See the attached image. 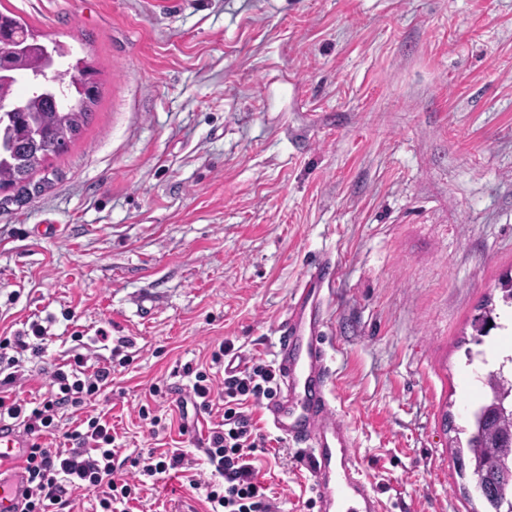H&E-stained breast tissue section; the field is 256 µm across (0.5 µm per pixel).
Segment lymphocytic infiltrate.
Masks as SVG:
<instances>
[{
  "label": "lymphocytic infiltrate",
  "mask_w": 512,
  "mask_h": 512,
  "mask_svg": "<svg viewBox=\"0 0 512 512\" xmlns=\"http://www.w3.org/2000/svg\"><path fill=\"white\" fill-rule=\"evenodd\" d=\"M28 348L21 336L0 340V418L19 422L31 440L21 512H67L70 497L78 490L98 493L102 512H121L145 480H159L188 465L183 449L160 454L151 449L130 459L131 478L119 477L116 437L98 416L67 430L64 447H45L42 435L59 410L86 408L111 385L112 365L107 362L90 372L83 356L74 355L67 368L52 372L50 395L32 407L3 392L20 365L19 353ZM275 377L272 366L260 363L224 378V418L199 444L202 461L211 472L201 485L210 512H269L270 498L257 481L254 466V452L263 447L264 438L252 427L243 407L253 398L272 399L277 392Z\"/></svg>",
  "instance_id": "f902f5d3"
}]
</instances>
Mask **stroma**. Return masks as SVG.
Masks as SVG:
<instances>
[{
  "label": "stroma",
  "instance_id": "obj_1",
  "mask_svg": "<svg viewBox=\"0 0 512 512\" xmlns=\"http://www.w3.org/2000/svg\"><path fill=\"white\" fill-rule=\"evenodd\" d=\"M99 70L80 139L0 192V336L46 327L10 387L51 390L125 341L90 407L119 453L193 448L184 364L215 386L231 340L275 363L277 326L334 263L324 328L335 408L388 512H486L454 439L477 397L471 322L512 276V0H0ZM150 314H142V300ZM165 429L152 433L139 408ZM273 512H314L303 456L248 402ZM134 512H207L183 472Z\"/></svg>",
  "mask_w": 512,
  "mask_h": 512
}]
</instances>
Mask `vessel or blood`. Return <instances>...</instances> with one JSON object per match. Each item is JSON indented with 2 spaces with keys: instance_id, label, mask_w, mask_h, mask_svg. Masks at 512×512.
<instances>
[{
  "instance_id": "b4317fda",
  "label": "vessel or blood",
  "mask_w": 512,
  "mask_h": 512,
  "mask_svg": "<svg viewBox=\"0 0 512 512\" xmlns=\"http://www.w3.org/2000/svg\"><path fill=\"white\" fill-rule=\"evenodd\" d=\"M331 268L330 259L317 262L293 294L278 327L277 370L284 390L261 414L285 439L308 448L317 512H384L351 428L330 398L333 377L319 286ZM28 446L18 425L0 421V512H15L21 501Z\"/></svg>"
}]
</instances>
